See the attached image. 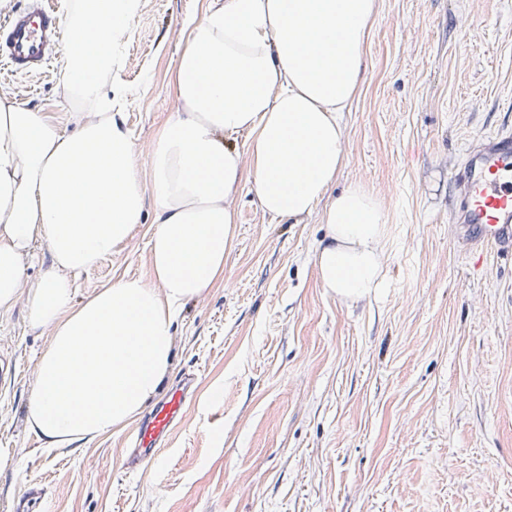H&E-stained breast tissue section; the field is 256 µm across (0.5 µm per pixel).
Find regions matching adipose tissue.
<instances>
[{
    "mask_svg": "<svg viewBox=\"0 0 512 512\" xmlns=\"http://www.w3.org/2000/svg\"><path fill=\"white\" fill-rule=\"evenodd\" d=\"M137 0H76L61 63L76 110L67 132L0 100V313L16 304L51 328L28 403L42 436H94L135 419L173 364L172 324L224 272L235 192L249 180L275 217L310 213L346 159L343 112L365 80L378 0H216L181 30L173 119L140 150L112 119V74ZM249 134L244 149L228 140ZM150 167L154 284L124 279L73 305V280L142 222L139 156ZM323 287L360 297L384 280L386 212L354 184L324 212ZM46 244L56 269L28 282L23 257Z\"/></svg>",
    "mask_w": 512,
    "mask_h": 512,
    "instance_id": "obj_1",
    "label": "adipose tissue"
}]
</instances>
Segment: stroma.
I'll use <instances>...</instances> for the list:
<instances>
[{"label": "stroma", "mask_w": 512, "mask_h": 512, "mask_svg": "<svg viewBox=\"0 0 512 512\" xmlns=\"http://www.w3.org/2000/svg\"><path fill=\"white\" fill-rule=\"evenodd\" d=\"M211 0H152L122 45L112 119L140 144L174 115L179 31ZM366 79L344 113L346 160L326 195L359 183L387 213L384 284L343 298L315 255L324 204L265 214L242 183L224 273L173 324L174 373L196 374L159 463L125 459L138 424L48 443L28 413L51 341L24 305L0 315V512H512V259L471 266L448 222L449 177L478 135L512 127V0H378ZM71 128L61 60L0 99ZM74 280V304L153 277L156 201Z\"/></svg>", "instance_id": "obj_1"}]
</instances>
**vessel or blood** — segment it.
Wrapping results in <instances>:
<instances>
[{"label":"vessel or blood","instance_id":"b4317fda","mask_svg":"<svg viewBox=\"0 0 512 512\" xmlns=\"http://www.w3.org/2000/svg\"><path fill=\"white\" fill-rule=\"evenodd\" d=\"M57 11L44 0H30L0 24V59L12 72L41 71L47 59L66 49ZM449 218L457 237L475 255H512V130L481 136L469 144L450 178ZM188 397L187 385H172L133 437L131 461L147 465L176 420Z\"/></svg>","mask_w":512,"mask_h":512}]
</instances>
